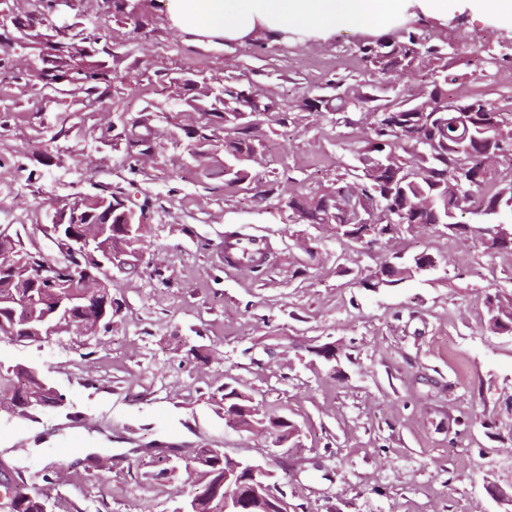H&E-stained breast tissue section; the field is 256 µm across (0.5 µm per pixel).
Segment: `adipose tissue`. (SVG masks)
I'll return each mask as SVG.
<instances>
[{
    "mask_svg": "<svg viewBox=\"0 0 512 512\" xmlns=\"http://www.w3.org/2000/svg\"><path fill=\"white\" fill-rule=\"evenodd\" d=\"M458 0H159L170 25L199 38L237 41L263 30L299 31L316 41L345 29L371 30L412 10L443 18Z\"/></svg>",
    "mask_w": 512,
    "mask_h": 512,
    "instance_id": "1",
    "label": "adipose tissue"
}]
</instances>
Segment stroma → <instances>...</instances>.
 <instances>
[{"mask_svg":"<svg viewBox=\"0 0 512 512\" xmlns=\"http://www.w3.org/2000/svg\"><path fill=\"white\" fill-rule=\"evenodd\" d=\"M112 51V83L86 108L26 92L33 48L8 49L0 72V233L50 253L51 203L100 188L146 208L148 247L112 290L121 309L95 337L19 343L0 336V364L40 369L64 407L0 417V461L53 512H175L181 478L148 477L160 455L222 448L269 465L293 512H512V336L486 329L487 292L512 294V254L485 255L474 239L416 228L373 247L343 245L331 228L292 223L289 194L331 184L354 164L363 131L335 127L293 106L329 80L361 78L362 32L316 45L197 41L154 12L146 34L99 10ZM417 33L448 36L458 94L512 110V57L488 68L500 39L497 13L464 7L447 25L419 16ZM191 72L236 79L290 107L264 142L274 192L204 179L188 155L189 117L169 88ZM159 132L138 162L125 130ZM247 227L271 255L259 268L224 265V233ZM394 251H427L444 269L393 288L355 284L358 269ZM342 348L338 362L316 346ZM202 349L204 360L190 355ZM302 429L282 448L235 431L211 399L227 379ZM81 439L66 456L74 425ZM117 458L99 470L92 457Z\"/></svg>","mask_w":512,"mask_h":512,"instance_id":"obj_1","label":"stroma"}]
</instances>
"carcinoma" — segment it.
<instances>
[{
  "instance_id": "obj_1",
  "label": "carcinoma",
  "mask_w": 512,
  "mask_h": 512,
  "mask_svg": "<svg viewBox=\"0 0 512 512\" xmlns=\"http://www.w3.org/2000/svg\"><path fill=\"white\" fill-rule=\"evenodd\" d=\"M152 0H112L113 16L131 20L135 30L143 31L149 24V7ZM31 0H0V12L8 11L13 19L12 36L5 38L3 46L14 41H28L40 46V65L27 79L26 85L42 95L65 92L70 97L90 95L99 82H111L112 70L105 64L79 62L91 58L100 42L99 28H81L55 40L45 29L30 28L31 18L27 6ZM365 67L375 75L391 77L411 74L426 69L431 74L427 85L413 94L400 89L395 97L380 95L384 82L378 80H353L340 77L329 83L331 92L307 97L298 105L300 112H318L331 117L334 124L349 122V114L363 111L373 115L370 127L355 150L357 164L342 166L335 181L325 189H312L306 193L288 196L287 207L294 217L292 223H323V211L316 199L338 195L349 184L366 185L380 197L391 195L390 200L375 210L374 229L357 224L351 216L336 213V235L347 243L373 241L379 238L392 240L403 229L413 224L440 225L448 234L479 240L488 255L512 253V156L501 157L495 174L487 176L482 169L485 151L500 150V143L512 142V112H499L481 96L467 97L464 103L474 112L467 123L458 126L448 122L447 111L425 107L430 100L448 99V44L428 45L402 27L388 33L362 38L360 46ZM201 90L192 94L185 86L174 85L175 93L192 111L207 117L205 125L190 133V150L207 155L211 142L224 131V166L205 171V177L224 178V186L237 187L253 192V197L264 202L272 189H260L264 184L261 171L248 161L253 146H261L265 132L258 116L252 115L253 98L259 90L227 80L216 92H210L205 81ZM396 154L399 175L395 183L382 174H369L370 161ZM466 174L474 191L475 202L484 207L483 223L474 225L459 220L466 213L457 204L449 183ZM373 234H368V231ZM416 255L391 257L404 273L398 277L385 275L381 268L369 269L360 283L366 288H391L404 280L424 277L431 270L422 267L420 260L429 259ZM34 253L20 247L15 250L12 270L0 271V335H10L16 342H36L33 327L19 325L13 318L14 299L27 294L37 297L33 308L41 316L50 308L51 293L29 287L31 261ZM503 294L495 291L485 299L488 329L493 334L512 335V306L501 309ZM24 382L34 406L29 414L44 407H61L63 395L59 394L46 377L37 369L24 372L17 365L0 364V402L11 398L16 383ZM216 400L219 408L240 417H246L258 427H265L276 417L263 410V405L245 390L231 386L219 390ZM198 454L205 458L206 466L198 472L200 484L211 492L209 497L189 501V512H221L223 494L224 458L201 448ZM49 496L31 492L16 503L14 512H48Z\"/></svg>"
}]
</instances>
